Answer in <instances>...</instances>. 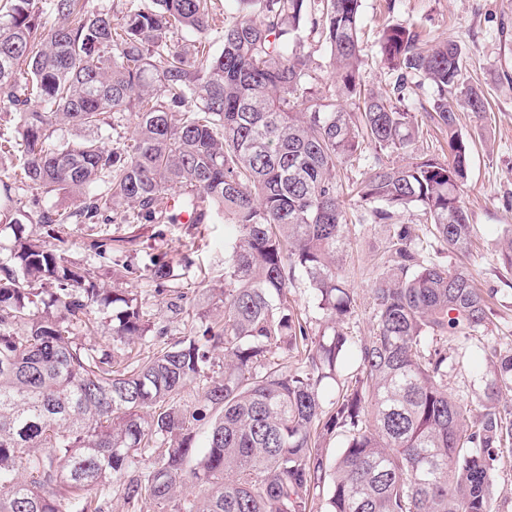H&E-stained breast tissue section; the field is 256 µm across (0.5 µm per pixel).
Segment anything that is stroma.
<instances>
[{"mask_svg":"<svg viewBox=\"0 0 512 512\" xmlns=\"http://www.w3.org/2000/svg\"><path fill=\"white\" fill-rule=\"evenodd\" d=\"M361 27L365 33L364 78L374 88L392 80L378 66L376 34L383 25L407 23L436 38L460 45L467 82L479 89L488 102L486 113L463 111L459 127L471 144L469 176L464 204L474 226L477 247L467 260L443 253L442 261L459 264L473 275L476 285L492 292L496 315L480 339L448 340V390L461 403L476 404L485 373V351L495 347L512 350V273L499 263V242L512 230V0H362ZM389 227L385 224H348L344 245L337 256L343 278L357 299V311L342 329L361 338L371 328L370 288L380 271ZM132 241V251L120 252V260L143 266L149 255L167 254L177 260L189 254L193 264L184 269L180 284L187 293L185 310L171 309L153 287L142 286L140 298L151 308L158 328L171 338L187 335L189 312L208 306L203 291L224 280V245L232 241V225L215 222L192 224H74L66 247L72 259L89 261L93 237Z\"/></svg>","mask_w":512,"mask_h":512,"instance_id":"obj_1","label":"stroma"}]
</instances>
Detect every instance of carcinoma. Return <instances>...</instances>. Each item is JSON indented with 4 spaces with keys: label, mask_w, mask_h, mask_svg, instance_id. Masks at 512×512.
Listing matches in <instances>:
<instances>
[{
    "label": "carcinoma",
    "mask_w": 512,
    "mask_h": 512,
    "mask_svg": "<svg viewBox=\"0 0 512 512\" xmlns=\"http://www.w3.org/2000/svg\"><path fill=\"white\" fill-rule=\"evenodd\" d=\"M238 4L221 20L215 0H141L120 17L82 0H0V109L16 120L0 134V159H15L0 174V223L35 216L46 227L0 262V512H103L100 490L128 512H313L319 497L324 512H494L493 462L512 451V411L499 407L512 351L488 349L478 407L448 392V337H477L494 310L465 267L393 223L418 208L440 251L471 252L458 111L486 103L461 48L387 26L380 62L396 79L382 92L363 80L361 0ZM305 26L330 53L338 90L327 103ZM177 32L186 42H172ZM425 83L443 160L418 151L405 106ZM127 112L128 143L104 149L102 130ZM62 124L78 141L53 139ZM366 140L375 152L356 183L368 206L357 219L392 231L372 330L356 340L336 328L357 307L336 263L347 225L336 172ZM24 188L78 206L32 215ZM184 214L236 227L224 287L208 289L217 314H199L182 338L160 331L152 355L133 356L154 328L138 285L162 293L178 277L155 256L142 272L123 266L125 287L112 289V347L87 340L107 269L70 259L67 225ZM298 274L332 335L310 336L290 304ZM338 432L331 463L324 443Z\"/></svg>",
    "instance_id": "carcinoma-1"
}]
</instances>
